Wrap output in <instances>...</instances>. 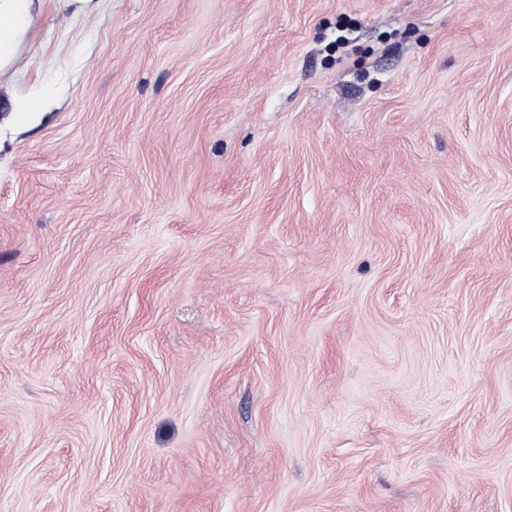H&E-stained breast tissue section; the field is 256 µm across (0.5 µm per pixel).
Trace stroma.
<instances>
[{"mask_svg": "<svg viewBox=\"0 0 512 512\" xmlns=\"http://www.w3.org/2000/svg\"><path fill=\"white\" fill-rule=\"evenodd\" d=\"M0 512H512V0H34Z\"/></svg>", "mask_w": 512, "mask_h": 512, "instance_id": "stroma-1", "label": "stroma"}]
</instances>
